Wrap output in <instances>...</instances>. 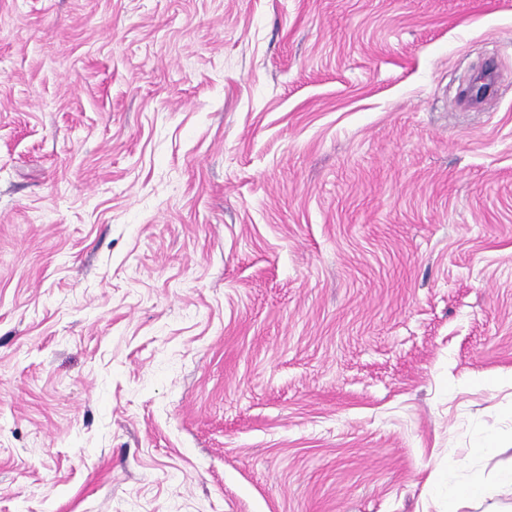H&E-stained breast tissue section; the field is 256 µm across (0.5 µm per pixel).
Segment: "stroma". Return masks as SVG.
<instances>
[{
    "instance_id": "obj_1",
    "label": "stroma",
    "mask_w": 512,
    "mask_h": 512,
    "mask_svg": "<svg viewBox=\"0 0 512 512\" xmlns=\"http://www.w3.org/2000/svg\"><path fill=\"white\" fill-rule=\"evenodd\" d=\"M511 466L512 0H0V512Z\"/></svg>"
}]
</instances>
